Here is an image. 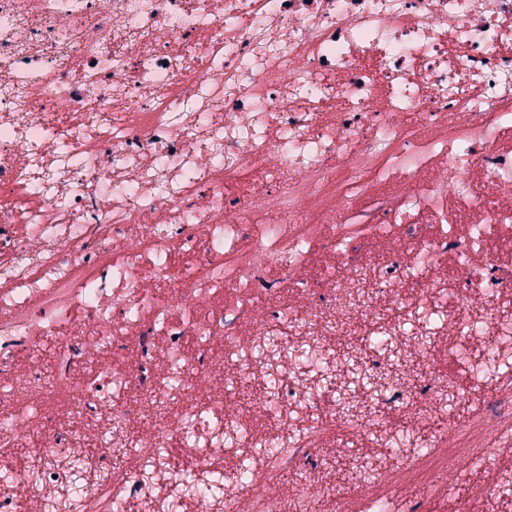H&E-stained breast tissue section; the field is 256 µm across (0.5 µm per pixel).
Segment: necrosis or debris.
Here are the masks:
<instances>
[{
	"label": "necrosis or debris",
	"instance_id": "4bbe7bcc",
	"mask_svg": "<svg viewBox=\"0 0 512 512\" xmlns=\"http://www.w3.org/2000/svg\"><path fill=\"white\" fill-rule=\"evenodd\" d=\"M512 0H0V512H336L512 435ZM462 351L461 377L413 352ZM255 377L251 415L227 400ZM280 452L266 455V421ZM299 476L296 489L282 486ZM404 437L406 433L399 434L385 447L348 444L331 448L336 456V468L332 473L336 492L341 496H350L356 483L375 473L381 459L399 454Z\"/></svg>",
	"mask_w": 512,
	"mask_h": 512
}]
</instances>
